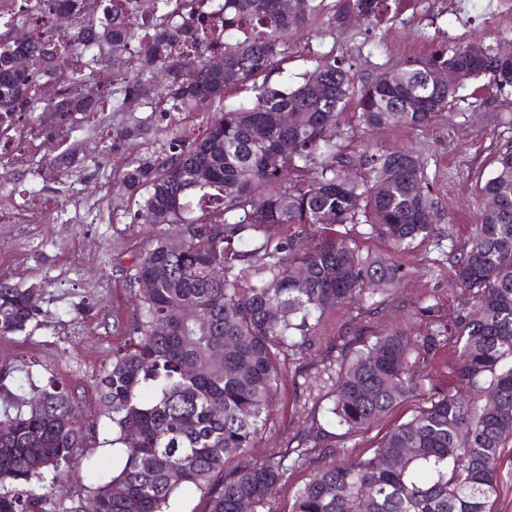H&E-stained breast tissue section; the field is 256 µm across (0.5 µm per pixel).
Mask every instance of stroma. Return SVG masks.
Returning a JSON list of instances; mask_svg holds the SVG:
<instances>
[{
  "instance_id": "1",
  "label": "stroma",
  "mask_w": 512,
  "mask_h": 512,
  "mask_svg": "<svg viewBox=\"0 0 512 512\" xmlns=\"http://www.w3.org/2000/svg\"><path fill=\"white\" fill-rule=\"evenodd\" d=\"M507 31H512V16L499 12L497 0H388L373 28L361 23L335 30L325 18L314 20L292 37L268 80L297 83L330 53L344 58L362 84L407 61L426 58L439 47ZM475 96L473 105H460L422 130L393 127L368 135L357 127L353 109L339 117L350 150L366 143L403 146L423 160L437 209L436 229L432 236L397 249L368 235L365 225L354 227L361 247L397 266L400 280L390 292L328 313L310 346L289 356L276 406L249 455L261 459L302 443L313 454L310 464L295 470L278 490L273 512H289L297 488L321 463L322 449L368 451L395 423L448 388L449 351L444 348L421 365L414 397L368 431L343 436L323 422L338 359L393 327L422 336L435 321L450 324L465 311L469 295L451 280L453 262L468 246L483 206L478 185L490 174L499 148L512 142V94L481 88ZM172 129V122L142 112H117L102 124L84 127L82 148L58 156L70 174L66 186H47L34 194L35 206L50 209L48 223L0 222V275L16 287L42 289L38 323L0 340V362L12 369L5 383L16 393L31 383L62 381L83 417L98 423L104 444L89 449L78 463L86 487L109 479L116 463L112 446L105 443L109 426L100 416L93 381L111 364L112 349L121 341L113 328L115 318H131L134 295L121 270L158 232L126 217L113 220V204L124 207L128 201H113L104 177L117 171L118 161L129 154L150 153L169 143ZM101 144L110 146L109 154H97Z\"/></svg>"
}]
</instances>
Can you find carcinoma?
<instances>
[{
    "instance_id": "1",
    "label": "carcinoma",
    "mask_w": 512,
    "mask_h": 512,
    "mask_svg": "<svg viewBox=\"0 0 512 512\" xmlns=\"http://www.w3.org/2000/svg\"><path fill=\"white\" fill-rule=\"evenodd\" d=\"M111 2L46 0L42 16L0 24V115L44 129L35 113L45 112L74 134V121L94 123L106 112L148 111L176 123L215 103L224 113L183 128L159 151L127 156L112 179L113 194L134 200L133 217L160 227L123 269L134 317L115 321L124 343L95 379L120 449L112 478L80 486L75 463L95 447L98 429L66 387L50 380L27 396L10 392L0 396V512H85L89 503L93 512H176L178 494L190 488L207 493L208 512H240L245 502L271 512L277 489L312 453L287 448L245 460L266 428L286 358L316 337L326 312L397 280L394 265L363 254L338 227L364 224L397 249L435 229L420 159L398 147L346 152L338 114L353 102L368 133L425 128L464 101L473 80L512 88V34L494 45L445 47L360 86L334 56L297 85L271 84L268 70L294 31L323 13L332 29L353 15L373 26L387 0H223L218 15L205 0H156V13L136 28ZM60 10L70 29L43 40L42 22ZM109 52L112 85L87 93ZM74 53L85 62L73 89L48 94L47 80ZM217 58L222 65H211ZM445 72L457 82L435 80ZM249 82L252 99L224 103ZM479 193L494 206L480 213L452 271L469 292L466 313L418 342L394 328L342 359L326 420L347 434L366 432L412 396L416 364L447 344L457 352L456 386L484 404L472 407L450 386L371 452L338 464L332 449L290 512H491L512 439L511 144ZM33 298L35 289L0 277L1 339L37 319ZM65 485L75 490L59 492Z\"/></svg>"
}]
</instances>
